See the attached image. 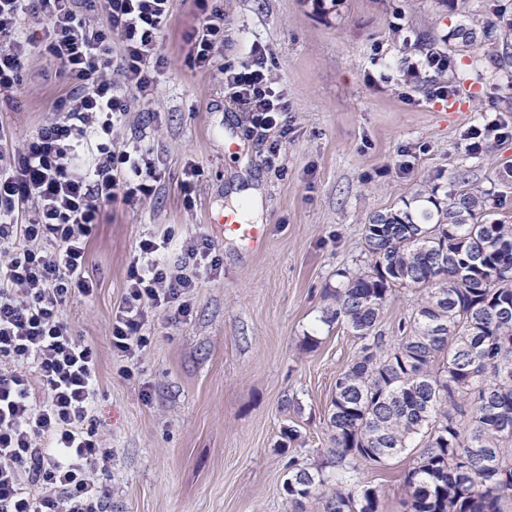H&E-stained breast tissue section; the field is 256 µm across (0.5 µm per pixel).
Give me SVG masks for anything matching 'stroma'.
Here are the masks:
<instances>
[{
    "label": "stroma",
    "instance_id": "obj_1",
    "mask_svg": "<svg viewBox=\"0 0 512 512\" xmlns=\"http://www.w3.org/2000/svg\"><path fill=\"white\" fill-rule=\"evenodd\" d=\"M224 19L218 63L266 47L271 77L288 92L284 126L264 133L224 92L216 67L190 68L191 37L206 16L173 0L158 52L164 69L149 99H132L114 136L148 149L156 193L101 211L88 243L92 295L63 314L94 345L97 385L86 426L112 458L98 472L108 512H289L288 462L326 459L337 375L359 340L331 318L342 269L365 266L363 226L419 186L444 198L466 177L512 223V74L460 51L452 31L512 12V0H208ZM207 7V8H208ZM426 31L450 66L407 76L404 38ZM60 67L31 52L13 98L0 101V135L25 150L54 119L67 86ZM455 95L439 96L437 87ZM503 135L472 149L466 133L490 121ZM278 146L279 159L265 157ZM198 169L192 197L181 185ZM258 189L267 243L251 250L221 237L211 215ZM212 242L219 270L197 269L190 313L149 309L145 347L113 352L140 239ZM295 431L288 439L287 431ZM422 440L385 463L357 466L379 512H409L405 479Z\"/></svg>",
    "mask_w": 512,
    "mask_h": 512
}]
</instances>
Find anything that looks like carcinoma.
<instances>
[{"instance_id": "carcinoma-1", "label": "carcinoma", "mask_w": 512, "mask_h": 512, "mask_svg": "<svg viewBox=\"0 0 512 512\" xmlns=\"http://www.w3.org/2000/svg\"><path fill=\"white\" fill-rule=\"evenodd\" d=\"M471 53L503 43L512 67V15L451 34ZM367 266L338 273L332 319L360 340L336 377L328 459L288 462V504L305 512H378V492L332 482L327 465L355 471L411 447L424 450L406 476L410 512H507L512 501V224L467 184L440 201L418 189L404 207L364 225ZM419 294L387 343L377 330L392 292Z\"/></svg>"}]
</instances>
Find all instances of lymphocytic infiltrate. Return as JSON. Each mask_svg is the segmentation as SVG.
<instances>
[{"label":"lymphocytic infiltrate","mask_w":512,"mask_h":512,"mask_svg":"<svg viewBox=\"0 0 512 512\" xmlns=\"http://www.w3.org/2000/svg\"><path fill=\"white\" fill-rule=\"evenodd\" d=\"M81 0H0V99L12 98L32 50L59 63L68 82L56 119L24 152L0 161V512H107L110 491L97 482L110 449L84 424L96 386V354L63 315L73 293L89 295L87 241L103 205L149 198L159 176L148 151L119 145L113 133L128 110L127 91L147 98L164 60L159 38L171 0H105L107 29L93 25ZM44 23L29 38V14ZM121 37L113 49L111 33ZM224 22L211 13L187 56L219 67L224 91L252 116L254 130L283 122L288 94L270 76L265 48L249 60L217 65ZM194 275L169 268L144 238L130 267L129 292L112 323V346L134 356L145 342L146 307L187 316ZM44 388L32 398L33 382Z\"/></svg>","instance_id":"f902f5d3"}]
</instances>
